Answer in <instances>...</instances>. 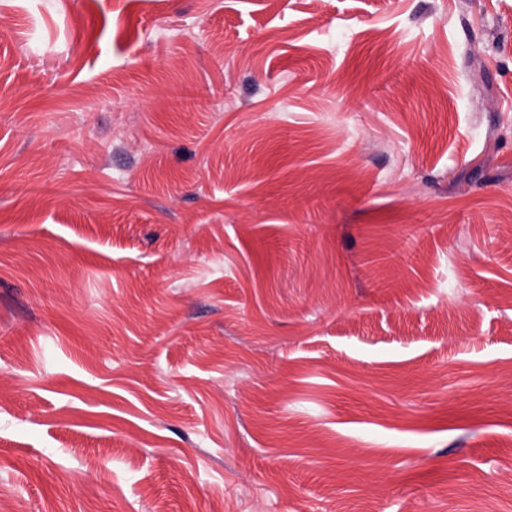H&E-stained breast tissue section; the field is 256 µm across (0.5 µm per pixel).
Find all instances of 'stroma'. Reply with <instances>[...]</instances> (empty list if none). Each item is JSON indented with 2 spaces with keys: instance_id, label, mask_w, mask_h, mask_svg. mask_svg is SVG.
<instances>
[{
  "instance_id": "35a3bbf8",
  "label": "stroma",
  "mask_w": 512,
  "mask_h": 512,
  "mask_svg": "<svg viewBox=\"0 0 512 512\" xmlns=\"http://www.w3.org/2000/svg\"><path fill=\"white\" fill-rule=\"evenodd\" d=\"M512 0H0V512H512Z\"/></svg>"
}]
</instances>
